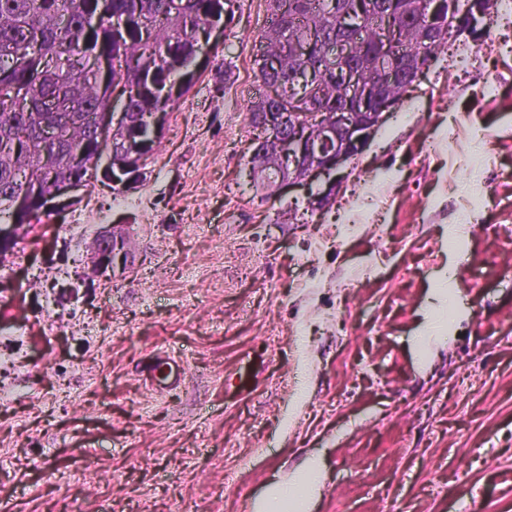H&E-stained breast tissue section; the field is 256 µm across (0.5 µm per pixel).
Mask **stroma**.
I'll return each mask as SVG.
<instances>
[{"instance_id": "35a3bbf8", "label": "stroma", "mask_w": 512, "mask_h": 512, "mask_svg": "<svg viewBox=\"0 0 512 512\" xmlns=\"http://www.w3.org/2000/svg\"><path fill=\"white\" fill-rule=\"evenodd\" d=\"M500 3L457 66L425 72L332 208L292 224L303 189L247 190L267 5L238 0L146 180L117 194L97 178L0 253V512H253L271 480L310 467L300 512H512ZM369 172L388 188L380 213L355 208ZM78 218L124 225L129 273L86 276ZM162 354L185 364L177 389L142 376Z\"/></svg>"}]
</instances>
